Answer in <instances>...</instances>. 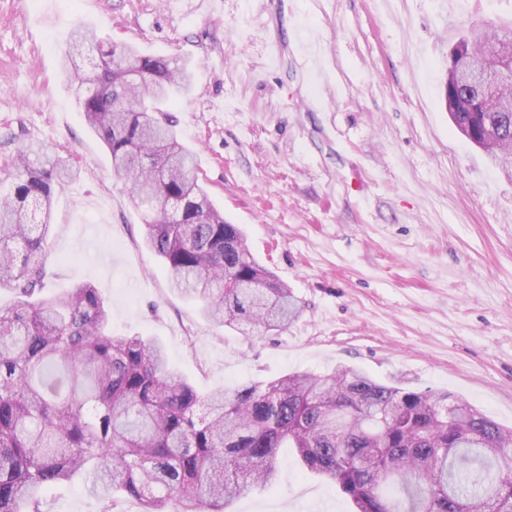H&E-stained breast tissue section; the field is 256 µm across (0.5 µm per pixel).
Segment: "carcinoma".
Wrapping results in <instances>:
<instances>
[{
	"mask_svg": "<svg viewBox=\"0 0 512 512\" xmlns=\"http://www.w3.org/2000/svg\"><path fill=\"white\" fill-rule=\"evenodd\" d=\"M512 45V26L487 35ZM127 68L150 76L140 84ZM62 76L86 124L144 212L145 244L171 286L221 326L278 332L299 313L292 290L259 265L199 181L165 106L191 74L164 56L107 45L79 25ZM484 146L488 125L512 147V112H458ZM74 177L60 157L18 149L0 195V512H44L43 493L80 480L101 512L134 497L143 512H230L277 482L278 453L339 486L355 512H512V428L446 392L375 381L338 365L201 394L157 340L112 334L90 283L43 296L54 189Z\"/></svg>",
	"mask_w": 512,
	"mask_h": 512,
	"instance_id": "carcinoma-1",
	"label": "carcinoma"
}]
</instances>
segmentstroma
I'll return each instance as SVG.
<instances>
[{
    "label": "stroma",
    "mask_w": 512,
    "mask_h": 512,
    "mask_svg": "<svg viewBox=\"0 0 512 512\" xmlns=\"http://www.w3.org/2000/svg\"><path fill=\"white\" fill-rule=\"evenodd\" d=\"M512 0H0V168L41 144L75 177L53 198L44 292L94 285L112 329L157 338L200 392L359 367L448 392L512 427V179L453 126L448 53ZM173 57L171 111L205 187L255 259L293 288L283 332L230 330L173 291L141 212L61 75L76 25ZM45 512H101L74 483ZM232 512H353L279 455Z\"/></svg>",
    "instance_id": "stroma-1"
}]
</instances>
